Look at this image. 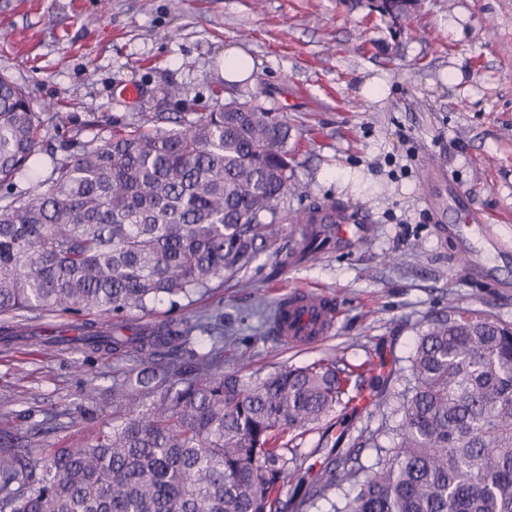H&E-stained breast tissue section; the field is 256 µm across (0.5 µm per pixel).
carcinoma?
<instances>
[{
    "label": "carcinoma",
    "instance_id": "obj_1",
    "mask_svg": "<svg viewBox=\"0 0 512 512\" xmlns=\"http://www.w3.org/2000/svg\"><path fill=\"white\" fill-rule=\"evenodd\" d=\"M393 21L411 0H372ZM161 112L69 136L33 178L45 113L0 75V314L94 315L69 339L88 356L133 355L104 398L108 430L38 457L0 430V512H274L285 484L330 512H512V327L458 309L428 324L382 401L400 415L367 467L353 452L304 484L284 434L303 433L341 403L353 371L335 360L263 377L224 371V314L127 324L163 299L178 304L247 266L278 225H311L306 248L336 223L288 211L293 182L286 118L232 99L175 127ZM27 177L31 186L14 190ZM209 333L204 355L190 347Z\"/></svg>",
    "mask_w": 512,
    "mask_h": 512
}]
</instances>
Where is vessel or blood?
Masks as SVG:
<instances>
[{"instance_id":"vessel-or-blood-1","label":"vessel or blood","mask_w":512,"mask_h":512,"mask_svg":"<svg viewBox=\"0 0 512 512\" xmlns=\"http://www.w3.org/2000/svg\"><path fill=\"white\" fill-rule=\"evenodd\" d=\"M281 317L276 326L278 336L295 346H312L322 342L333 330L339 311L328 297L299 289L280 299Z\"/></svg>"}]
</instances>
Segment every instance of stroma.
Wrapping results in <instances>:
<instances>
[{"mask_svg":"<svg viewBox=\"0 0 512 512\" xmlns=\"http://www.w3.org/2000/svg\"><path fill=\"white\" fill-rule=\"evenodd\" d=\"M231 47L253 60L240 83L224 79ZM0 74L61 135L79 128L87 139L142 110L190 119L257 97L292 128L306 194L289 197V209L333 203L352 215L348 238L313 258L300 254L305 225H281L274 244L205 293L132 313L138 328L221 311L234 331L224 368L249 376L335 356L406 367L421 327L452 305L512 324V257L487 254L468 273L466 253L484 242L460 230L444 195L454 187L458 204L495 218L512 241V0H422L401 25L343 0H0ZM372 81L381 90L365 95ZM129 86L137 97L121 98ZM170 86L179 96H165ZM300 288L325 294L340 317L324 342L296 348L259 331L256 306ZM69 321L40 315L25 321V336L0 342V428L47 449L106 429L111 409L79 415L90 406L86 385L106 390L135 366L48 346ZM374 395L364 376L349 403L293 439L302 473L320 476L354 446L373 463L359 439L393 421ZM48 413L59 416L51 428L41 425Z\"/></svg>","mask_w":512,"mask_h":512,"instance_id":"obj_1","label":"stroma"}]
</instances>
